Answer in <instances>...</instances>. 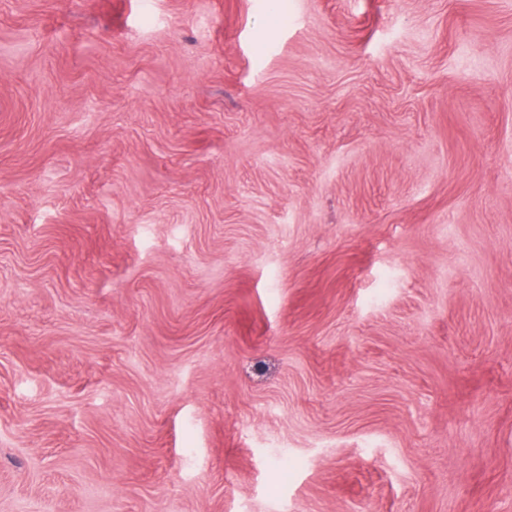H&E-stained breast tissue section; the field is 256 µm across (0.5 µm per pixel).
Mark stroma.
I'll return each instance as SVG.
<instances>
[{
  "instance_id": "obj_1",
  "label": "stroma",
  "mask_w": 512,
  "mask_h": 512,
  "mask_svg": "<svg viewBox=\"0 0 512 512\" xmlns=\"http://www.w3.org/2000/svg\"><path fill=\"white\" fill-rule=\"evenodd\" d=\"M0 512H512V0H0Z\"/></svg>"
}]
</instances>
